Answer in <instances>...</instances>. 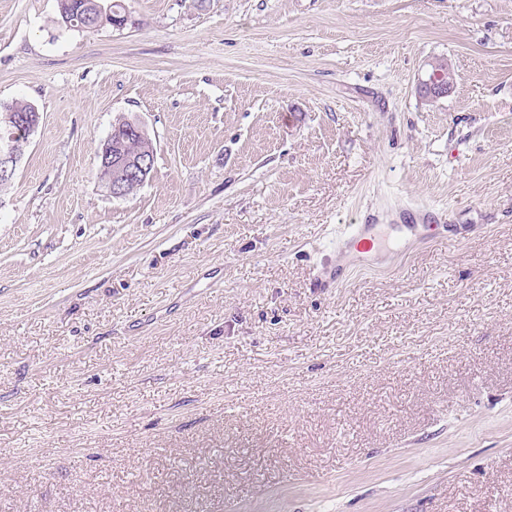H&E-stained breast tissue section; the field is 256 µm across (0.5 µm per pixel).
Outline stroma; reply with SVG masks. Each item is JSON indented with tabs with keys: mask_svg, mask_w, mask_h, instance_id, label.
<instances>
[{
	"mask_svg": "<svg viewBox=\"0 0 512 512\" xmlns=\"http://www.w3.org/2000/svg\"><path fill=\"white\" fill-rule=\"evenodd\" d=\"M124 5L0 0V102L42 115L0 190V512H512V0ZM120 119L155 164L115 198ZM424 208L449 241L335 247ZM61 1H63L61 6ZM104 1V0H93L91 4H89L90 11L86 13L85 15V21L89 22L90 20L97 21L101 17H109L112 21V25L115 27H122L125 25L127 21V17L125 15H112V2ZM86 3H84V0H59V16H60V22L65 27H76V28H83V29H93L97 28L103 25H110L109 23H96L91 27H81L79 23H83V12H84V6ZM62 12L68 13L72 18L76 19V24L71 23L67 24L63 21ZM427 69H438L448 79V83L454 86L457 81V74L448 61V58L434 57L426 64ZM438 74H431L425 70L423 77L418 79L416 90L420 97L439 99L447 97L452 87L448 86ZM120 120L112 127V134L106 139L101 150L97 154V159L100 160V169L105 174L104 184L107 186V191L112 197L120 198L125 197L137 190L146 181V176L150 168H153L154 161L150 157L153 154L154 148L151 139L148 135L122 137L119 138L116 133L117 128L129 124L126 128L128 133L134 132L138 135L146 133V130L139 124ZM119 147L124 154L132 157L141 158H125L123 156L112 153V142ZM146 156V157H144ZM150 157V158H147ZM98 166V173L101 182L104 176ZM375 224H352L349 225L348 244L354 245L363 252L371 251L378 246V242L373 237V228Z\"/></svg>",
	"mask_w": 512,
	"mask_h": 512,
	"instance_id": "1",
	"label": "stroma"
}]
</instances>
